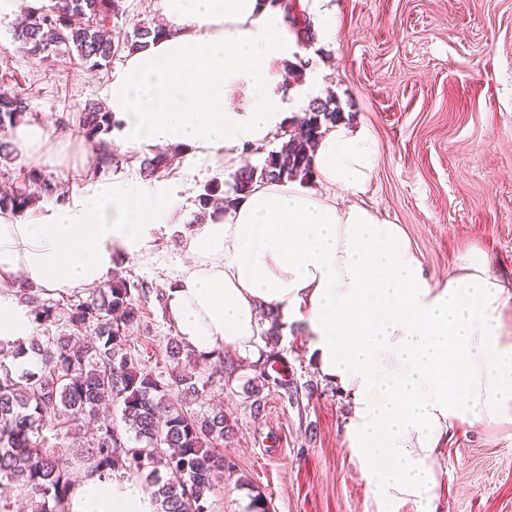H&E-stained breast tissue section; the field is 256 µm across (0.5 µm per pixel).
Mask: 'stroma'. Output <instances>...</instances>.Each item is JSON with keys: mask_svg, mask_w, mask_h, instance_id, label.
Listing matches in <instances>:
<instances>
[{"mask_svg": "<svg viewBox=\"0 0 512 512\" xmlns=\"http://www.w3.org/2000/svg\"><path fill=\"white\" fill-rule=\"evenodd\" d=\"M122 16L105 27L123 39L134 26L160 25L158 0H126ZM336 18V36L294 40L306 66L288 76L292 87L335 97L351 124L375 133L380 153L367 202L402 225L421 253L430 282L443 285L456 257L477 247L512 287V0H296L298 27H315L323 10ZM12 17H0V90L24 79L30 120L53 128L45 166L54 180L86 177L96 155L68 115L87 102H105L112 74L125 62L89 70L65 57L42 60L10 44ZM280 135L230 162L182 152L159 178L179 200L183 224L199 212L198 196L212 179L258 165L278 149ZM182 240L172 226L153 233L145 251L113 254L112 274L162 284L175 280ZM133 326L148 347L142 366L159 372L174 330L164 307L149 299ZM309 337L289 324L277 349L298 383L320 381L322 393L293 405L265 394L253 412L243 385L256 367L234 352L208 361L222 371L224 416L233 428L224 457L234 472L215 481L212 512H250L262 493L268 512H384L342 445L348 401L320 380ZM437 512H512V437L507 432L461 427L445 444Z\"/></svg>", "mask_w": 512, "mask_h": 512, "instance_id": "obj_1", "label": "stroma"}]
</instances>
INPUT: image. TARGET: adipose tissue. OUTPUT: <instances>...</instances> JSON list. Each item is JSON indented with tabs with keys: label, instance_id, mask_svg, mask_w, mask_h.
I'll return each mask as SVG.
<instances>
[{
	"label": "adipose tissue",
	"instance_id": "adipose-tissue-1",
	"mask_svg": "<svg viewBox=\"0 0 512 512\" xmlns=\"http://www.w3.org/2000/svg\"><path fill=\"white\" fill-rule=\"evenodd\" d=\"M165 32L127 56L107 107L126 148L193 149L226 157L265 144L303 94L284 89L292 39L269 0H160ZM32 163L50 162V132L24 121L9 134ZM371 128L330 125L312 161L318 183L256 185L223 218L179 223L176 200L138 182L88 183L41 223L0 218V339L26 337L30 317L5 308L16 288L104 284L112 253L143 251L179 224L186 263L167 289L178 340L207 357L268 351L261 311L305 326L320 375L349 399L344 445L383 504L435 512L451 429L512 430V288L485 253H462L442 287L403 227L363 202L377 165ZM89 512H153L138 486L89 480Z\"/></svg>",
	"mask_w": 512,
	"mask_h": 512
}]
</instances>
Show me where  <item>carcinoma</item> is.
I'll list each match as a JSON object with an SVG mask.
<instances>
[{
  "label": "carcinoma",
  "instance_id": "obj_1",
  "mask_svg": "<svg viewBox=\"0 0 512 512\" xmlns=\"http://www.w3.org/2000/svg\"><path fill=\"white\" fill-rule=\"evenodd\" d=\"M125 0H51L31 5L10 30L12 44L27 55L48 59L67 54L88 68H102L121 52H135L162 34L161 27L138 25L121 41L105 36L104 21L125 12ZM85 23L77 25L74 18ZM29 109L20 87L0 96V131L15 125ZM344 119L336 99L310 101L290 118L277 150L259 167L245 166L232 174L229 189L214 180L198 196L203 210L218 218L259 183L298 181L313 177L312 156L325 128ZM74 125L97 149L94 175L112 172V147L105 135L114 125L106 107L88 102L72 112ZM168 159L157 154L142 161L146 179L160 175ZM65 202L54 179L35 169L13 178L10 191L0 194V214H22L38 199ZM30 307L41 334L29 341L0 340V487L8 485L36 504L32 512H69L74 490L73 469L104 482H135L147 493L156 512H210L213 482L228 469L222 447L229 433L224 414L196 410L203 396L215 397L211 377L195 371L206 360L186 349L176 337L165 346L167 363L153 375L142 368L143 351L130 334L140 320L138 303L165 291L144 281L113 278L91 289L85 298H43L32 287L18 290ZM262 338L279 342L282 323L272 311ZM64 321L62 334L51 327ZM32 356L35 368L20 360ZM279 355L266 354L257 374L244 386L254 412L264 390L289 402L300 401V389L278 368ZM180 401L171 402L172 394ZM121 407V420L100 413L104 402ZM92 430L85 448L72 458L56 452L50 439H65Z\"/></svg>",
  "mask_w": 512,
  "mask_h": 512
}]
</instances>
